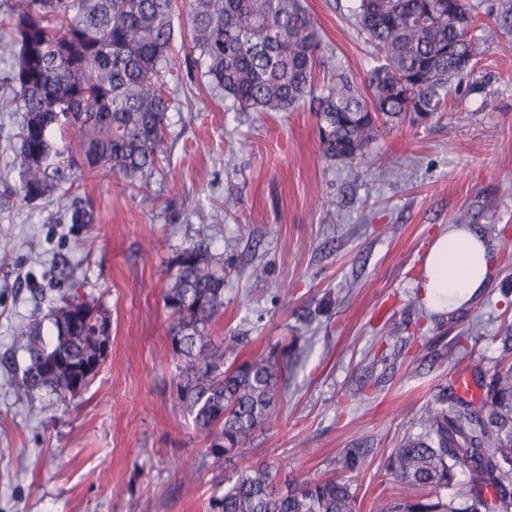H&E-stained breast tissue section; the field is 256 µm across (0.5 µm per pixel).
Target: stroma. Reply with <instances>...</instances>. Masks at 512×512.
<instances>
[{
    "mask_svg": "<svg viewBox=\"0 0 512 512\" xmlns=\"http://www.w3.org/2000/svg\"><path fill=\"white\" fill-rule=\"evenodd\" d=\"M480 40L485 96L451 83L447 111L378 133L357 178L322 157L309 106L240 112L199 83L176 43L182 83L167 114L165 153L150 191L88 173L79 194L92 224H59L62 203L18 205L11 171L20 116L0 112V512H206L224 463L174 400L177 365L163 303L169 262L206 241L224 257L218 336L234 357L287 348L298 362L278 426L235 460L263 463L278 486L349 479L355 512L398 493L389 457L418 434L440 386L500 357L512 325V0H466ZM329 62L364 80L375 51L356 0H303ZM401 164V179L390 176ZM224 221L212 223L214 208ZM471 227L493 250L490 286L471 305H421L433 237ZM266 279H250L255 263ZM111 319L107 356L86 391L23 396L4 358L15 327L70 285ZM482 322V338L468 332ZM358 464L344 466L346 453ZM196 476L186 481L183 471Z\"/></svg>",
    "mask_w": 512,
    "mask_h": 512,
    "instance_id": "1",
    "label": "stroma"
}]
</instances>
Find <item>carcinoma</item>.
<instances>
[{"instance_id":"carcinoma-1","label":"carcinoma","mask_w":512,"mask_h":512,"mask_svg":"<svg viewBox=\"0 0 512 512\" xmlns=\"http://www.w3.org/2000/svg\"><path fill=\"white\" fill-rule=\"evenodd\" d=\"M191 55L204 87L241 112H288L317 102L322 155L355 166L380 124L445 111L448 83H469L477 42L464 0H358V26L376 50L363 94L346 73L316 84L328 62L316 23L302 0H185ZM177 0H0V37L8 61L0 78V112L21 115L14 134L18 203H52L62 183L106 170L129 186L150 190L164 153L170 83H179L172 56ZM69 224H92V207L73 197ZM164 296L172 356L179 361L176 399L219 460L235 454L258 429L279 419L294 365L270 350L226 360L215 327L224 310V256L202 243L180 250L168 268ZM110 341V316L77 289L48 302L14 330L29 363L15 366L17 392L49 388L73 396L90 385ZM481 407L442 387L389 460L400 499L373 512H512V335ZM470 476L474 493L459 504L418 493ZM493 490V498L482 489ZM344 478L274 486L265 464L226 479L207 512H354Z\"/></svg>"}]
</instances>
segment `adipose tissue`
<instances>
[{
    "mask_svg": "<svg viewBox=\"0 0 512 512\" xmlns=\"http://www.w3.org/2000/svg\"><path fill=\"white\" fill-rule=\"evenodd\" d=\"M491 249L478 232L451 228L439 233L425 254L422 282L428 304L448 313L474 302L488 288Z\"/></svg>",
    "mask_w": 512,
    "mask_h": 512,
    "instance_id": "adipose-tissue-1",
    "label": "adipose tissue"
}]
</instances>
